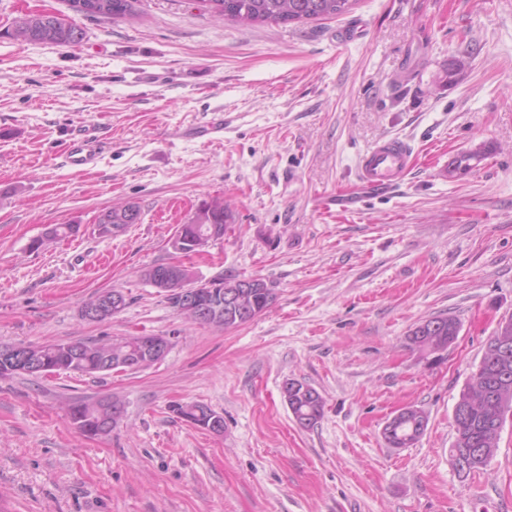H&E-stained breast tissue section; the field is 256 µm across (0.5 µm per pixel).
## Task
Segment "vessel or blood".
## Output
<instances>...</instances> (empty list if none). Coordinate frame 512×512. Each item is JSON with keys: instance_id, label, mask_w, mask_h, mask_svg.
Masks as SVG:
<instances>
[{"instance_id": "obj_1", "label": "vessel or blood", "mask_w": 512, "mask_h": 512, "mask_svg": "<svg viewBox=\"0 0 512 512\" xmlns=\"http://www.w3.org/2000/svg\"><path fill=\"white\" fill-rule=\"evenodd\" d=\"M103 153L100 142L90 131L82 130L70 138L65 163L73 170L94 169ZM413 151L404 140H385L362 154L357 164V179L367 189L379 190L398 184L411 168Z\"/></svg>"}]
</instances>
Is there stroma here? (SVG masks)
Returning a JSON list of instances; mask_svg holds the SVG:
<instances>
[{
    "label": "stroma",
    "instance_id": "obj_1",
    "mask_svg": "<svg viewBox=\"0 0 512 512\" xmlns=\"http://www.w3.org/2000/svg\"><path fill=\"white\" fill-rule=\"evenodd\" d=\"M38 13L83 41L9 36ZM463 52L470 67L448 79ZM219 113L223 132L190 135ZM82 125L105 149L74 173L62 159ZM392 137L411 170L357 193L359 156ZM480 146L470 173L443 177ZM216 199L231 204L223 239L174 250L178 225ZM117 202L140 220L100 236ZM58 224L78 231L33 250ZM173 263L197 283L260 277L277 299L234 329L194 323L144 277ZM109 289L125 307L83 320ZM440 315L461 329L435 364L407 335ZM511 316L512 0H357L339 18L248 28L193 0H137L127 19L0 0V344L170 341L136 372L0 378V512H512V419L483 469L464 478L449 459L454 406ZM289 379L325 400L313 428L282 396ZM103 397L121 421L81 433L69 404ZM193 402L223 433L171 410ZM407 406L427 429L387 447L382 429Z\"/></svg>",
    "mask_w": 512,
    "mask_h": 512
}]
</instances>
